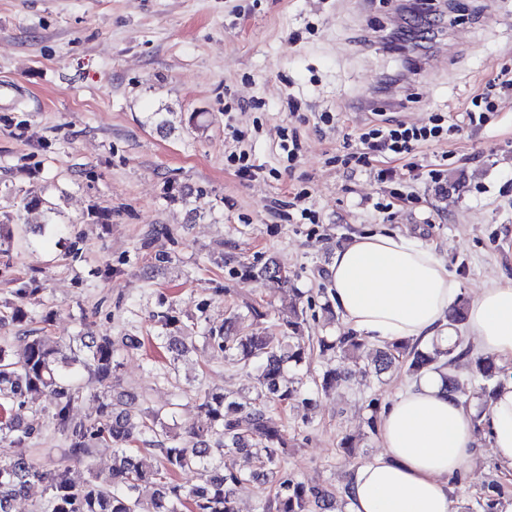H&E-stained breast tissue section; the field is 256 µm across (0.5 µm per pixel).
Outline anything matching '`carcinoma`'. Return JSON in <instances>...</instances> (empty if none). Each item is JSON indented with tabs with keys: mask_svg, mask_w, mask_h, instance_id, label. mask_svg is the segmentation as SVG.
Masks as SVG:
<instances>
[{
	"mask_svg": "<svg viewBox=\"0 0 512 512\" xmlns=\"http://www.w3.org/2000/svg\"><path fill=\"white\" fill-rule=\"evenodd\" d=\"M272 259L262 264L240 263L237 273L245 280L276 279L295 293L291 278L277 274ZM35 279H15L14 301L0 310V324L32 321L29 301L38 289ZM465 304L448 316L454 340L444 346L437 342L423 349L401 341L376 353L371 364L361 365L368 342L348 334L321 337L320 352L341 359L322 377L327 391L340 379H348L353 369L380 374L402 362L410 375L434 370L443 373L445 389L462 393L455 374L458 363L471 359L473 376L484 382L492 396L500 368L491 356L470 358L462 326ZM156 339L174 363L184 356L200 334L204 342L224 352V358L253 368L252 388L256 397L249 406L228 400L221 391L200 393V420L186 445L172 435L168 413L136 406L137 395L123 393L112 398L114 379L120 368L118 347L136 349L140 341L125 337L115 342L107 335L80 333L67 342L26 330L14 341L0 343V512H13L17 498L39 483L46 496L35 512H235L233 491L246 482L263 489L260 512H309L311 506L333 508L334 496L319 485L296 482L281 473V459L287 445L284 433L267 417L266 402L288 406L300 397L294 386L282 385L290 366L298 367L307 358L303 336L306 312L294 299L279 310L274 332L256 335L246 330L243 317L231 313L224 324L213 327L200 321L185 324L168 308L156 313ZM93 368L97 386L90 396L94 413L77 419L73 403L86 393L75 377V368ZM32 393L54 398L51 425L66 445L69 460L90 464L95 450L113 448L112 468L105 474L91 473L88 480L75 483L66 467L48 469L31 456V446L40 437L41 411L28 400ZM246 452L257 460L250 472L224 463L226 455Z\"/></svg>",
	"mask_w": 512,
	"mask_h": 512,
	"instance_id": "1",
	"label": "carcinoma"
}]
</instances>
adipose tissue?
I'll return each instance as SVG.
<instances>
[{"mask_svg":"<svg viewBox=\"0 0 512 512\" xmlns=\"http://www.w3.org/2000/svg\"><path fill=\"white\" fill-rule=\"evenodd\" d=\"M328 281L343 324L380 345L449 335L448 312L461 293L433 248L389 233L337 247ZM466 327L475 353L512 361V279L481 289L468 304ZM478 421L512 477V377L502 379L483 412L448 395L439 372L415 377L379 417L381 450L355 467L345 489L348 512H453L448 480L471 459Z\"/></svg>","mask_w":512,"mask_h":512,"instance_id":"adipose-tissue-1","label":"adipose tissue"}]
</instances>
